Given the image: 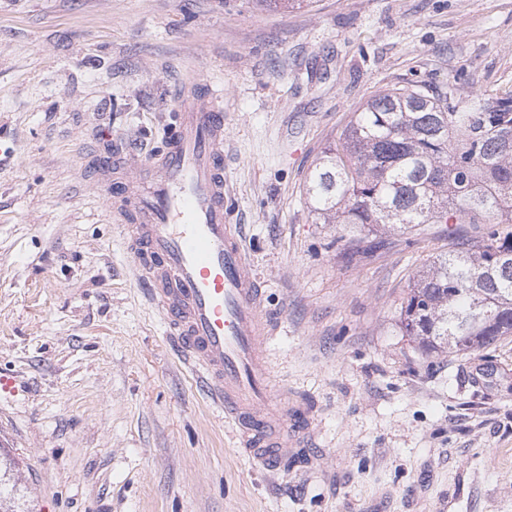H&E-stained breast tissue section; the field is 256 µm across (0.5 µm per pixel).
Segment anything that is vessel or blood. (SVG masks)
<instances>
[{"label": "vessel or blood", "instance_id": "1", "mask_svg": "<svg viewBox=\"0 0 512 512\" xmlns=\"http://www.w3.org/2000/svg\"><path fill=\"white\" fill-rule=\"evenodd\" d=\"M98 181L110 189L137 280L203 393L240 449L275 470L289 449L304 447L312 424L268 384L261 342L271 319L226 200L222 94L184 90L165 146L118 170L103 164Z\"/></svg>", "mask_w": 512, "mask_h": 512}]
</instances>
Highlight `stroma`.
<instances>
[{"instance_id": "1", "label": "stroma", "mask_w": 512, "mask_h": 512, "mask_svg": "<svg viewBox=\"0 0 512 512\" xmlns=\"http://www.w3.org/2000/svg\"><path fill=\"white\" fill-rule=\"evenodd\" d=\"M189 82L224 96L270 386L312 419L273 473L183 364L93 179L164 144ZM404 86L512 92V0H0V447L36 512H512V336L438 355L398 321L472 225L350 260L351 228L304 200L352 113Z\"/></svg>"}]
</instances>
